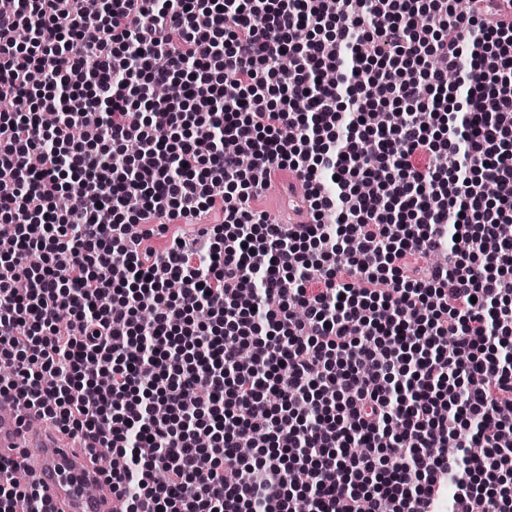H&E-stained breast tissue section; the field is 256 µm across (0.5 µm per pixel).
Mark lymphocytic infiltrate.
<instances>
[{"label":"lymphocytic infiltrate","instance_id":"1","mask_svg":"<svg viewBox=\"0 0 512 512\" xmlns=\"http://www.w3.org/2000/svg\"><path fill=\"white\" fill-rule=\"evenodd\" d=\"M85 2L0 9V396L119 512H512L496 0ZM275 167L311 223L250 208Z\"/></svg>","mask_w":512,"mask_h":512}]
</instances>
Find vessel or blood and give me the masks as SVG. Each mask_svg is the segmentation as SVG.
<instances>
[{"label":"vessel or blood","instance_id":"b4317fda","mask_svg":"<svg viewBox=\"0 0 512 512\" xmlns=\"http://www.w3.org/2000/svg\"><path fill=\"white\" fill-rule=\"evenodd\" d=\"M21 448L35 451V481L54 512H114L112 487L89 455L71 439L32 421L24 398L2 396L0 457L13 456Z\"/></svg>","mask_w":512,"mask_h":512}]
</instances>
